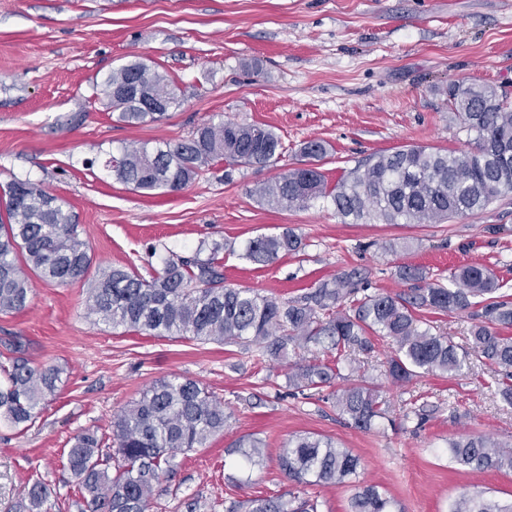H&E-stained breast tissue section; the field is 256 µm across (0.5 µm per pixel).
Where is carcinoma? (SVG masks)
I'll use <instances>...</instances> for the list:
<instances>
[{
	"mask_svg": "<svg viewBox=\"0 0 512 512\" xmlns=\"http://www.w3.org/2000/svg\"><path fill=\"white\" fill-rule=\"evenodd\" d=\"M112 120L127 126L154 123L165 117L144 103L162 100L167 109L180 106L168 77L136 59L112 70L96 86ZM452 106L466 130L475 134L469 151L448 153L413 146L377 155L327 189L317 167L327 155L321 140L300 149L302 163L253 189L271 209H305L329 197L343 221L379 220L386 224H433L486 208L512 191V105L485 85L457 87ZM281 138L268 126L232 120L209 121L187 140L164 145L146 143L122 149L104 161L115 179L135 191L175 192L185 188L213 161L270 167L281 158ZM49 193L36 184L14 180L0 189V313L23 310L33 284L26 270L44 280L69 284L84 280L93 258L79 225L60 203L48 204ZM304 247L292 228L261 234L245 245V257L268 264L279 255ZM215 242L210 255L178 257L145 278L124 267L99 270L87 307L100 321L149 336L184 338L220 344H256L271 358L286 362L289 353L309 344H327L336 363L376 351V341L393 345L386 372L395 383L425 375L459 371L475 358L494 366L504 382L503 398L512 404V301L497 294V276L483 265H463L452 274L455 287L433 279L423 267L400 265V293H364L352 271L326 279L291 300L279 301L250 288L224 284ZM479 299L469 330V347H458L434 332L425 313L464 311ZM61 370L34 367L21 347L0 363V419L18 427L33 421L40 405L58 390ZM340 375L324 363L289 364L288 385L298 392L319 389ZM336 408L364 431L388 417L386 402L375 387L352 383L336 392ZM224 406L200 382L174 377L156 381L112 420L113 452H100L104 440L96 432L77 435L67 463L89 496L90 512H149L162 476L174 472L177 455L202 448L224 431ZM245 463L263 461L262 442L242 437ZM451 459L471 470L512 469V450L484 436H460L448 442ZM117 461L115 474L110 462ZM282 469L298 487L343 483L355 474L359 459L330 440L308 434L288 439L279 456ZM48 486L34 481L27 490L28 512H44ZM392 500L366 486L350 500L351 512H391ZM227 512H318L317 503L299 492L231 503ZM451 512H512V505L463 492Z\"/></svg>",
	"mask_w": 512,
	"mask_h": 512,
	"instance_id": "carcinoma-1",
	"label": "carcinoma"
}]
</instances>
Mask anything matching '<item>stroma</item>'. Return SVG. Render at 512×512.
<instances>
[{"label": "stroma", "instance_id": "obj_1", "mask_svg": "<svg viewBox=\"0 0 512 512\" xmlns=\"http://www.w3.org/2000/svg\"><path fill=\"white\" fill-rule=\"evenodd\" d=\"M143 58L175 79L180 107L161 121L113 122L93 93L112 69ZM494 88L512 102V0H0V186L39 185L75 217L93 269L136 266L223 244L224 281L290 299L320 280L358 272L369 292L403 291V264L449 283L465 264L492 269L512 298V192L486 209L436 224H347L330 199L274 210L253 190L297 166L301 145L325 141L327 185L374 156L405 146L467 151L473 136L451 108L456 85ZM231 119L272 128L285 152L277 166L214 162L185 189L130 190L105 170L108 154L187 138L199 124ZM290 227L304 249L259 265L249 239ZM25 310L0 314V357L22 346L61 381L31 425L0 424V512H18L29 484L50 488L49 512H87L66 454L77 434L110 437L117 413L156 380L195 379L228 420L205 447L178 455L151 512H226L231 502L294 490L279 465L288 439H330L360 460L349 482L312 485L320 512H350L358 485H375L394 512H449L461 492L512 501V470H460L448 442L486 435L512 447V405L494 368L474 362L456 375L391 384L380 344L332 385L300 394L288 370L257 346L139 334L98 322L88 285L34 279ZM365 377L389 402L372 430L350 426L336 390ZM435 410L418 419V403ZM262 441V465L241 464L240 437Z\"/></svg>", "mask_w": 512, "mask_h": 512}]
</instances>
